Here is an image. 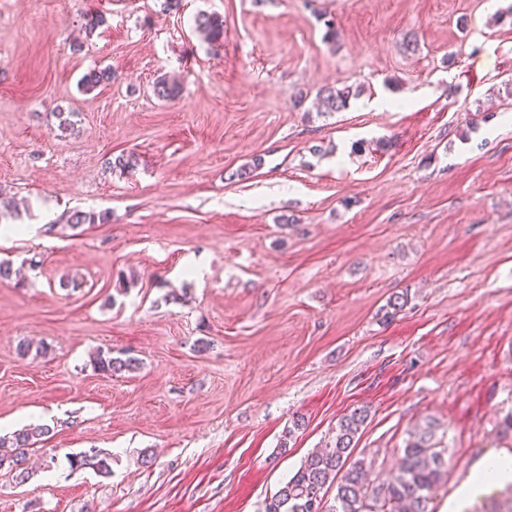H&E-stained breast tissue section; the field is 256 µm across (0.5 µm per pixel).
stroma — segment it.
<instances>
[{"label": "stroma", "instance_id": "obj_1", "mask_svg": "<svg viewBox=\"0 0 512 512\" xmlns=\"http://www.w3.org/2000/svg\"><path fill=\"white\" fill-rule=\"evenodd\" d=\"M164 2L0 0V435L50 429L0 512H264L357 407L381 481L438 423L439 512L512 454V0ZM195 28L210 42L224 38V21L216 15L199 13L195 18ZM352 95L354 94L348 86L342 89L330 86L321 89L318 99L322 112H340L346 109ZM136 360L127 358L112 357L111 351H100L94 358V369L104 374L112 375V373L121 372L123 370H131L135 366Z\"/></svg>", "mask_w": 512, "mask_h": 512}]
</instances>
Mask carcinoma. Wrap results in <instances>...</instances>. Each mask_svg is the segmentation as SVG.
Here are the masks:
<instances>
[{"label":"carcinoma","instance_id":"carcinoma-1","mask_svg":"<svg viewBox=\"0 0 512 512\" xmlns=\"http://www.w3.org/2000/svg\"><path fill=\"white\" fill-rule=\"evenodd\" d=\"M195 28L206 40L224 39V21L218 16L200 13ZM112 80V72L91 70L83 76L81 87L88 92ZM176 79L163 77L153 85V95L164 101L178 96ZM352 97L350 87H326L319 92V104L325 112H340L347 108ZM65 223L78 227L106 220L105 215L72 210L64 215ZM136 360L112 357V351H100L94 358V369L104 374L130 370ZM369 417L365 407L344 415L337 427L334 441L307 456L299 469L266 503L264 512H323L327 488L336 484V508L332 512H433L429 509L431 496L445 474L444 450L432 441L438 429L429 419L410 433L398 468L389 481L372 485L368 479L370 465L363 460L348 462L357 436ZM47 426H29L9 435L0 436V466L8 464L15 478L24 482L29 477L26 451L41 437L49 434ZM74 463L92 467L101 473L110 472L108 457L92 448L79 455Z\"/></svg>","mask_w":512,"mask_h":512}]
</instances>
